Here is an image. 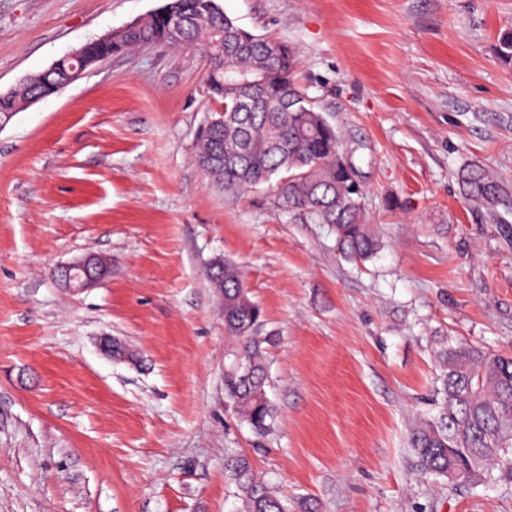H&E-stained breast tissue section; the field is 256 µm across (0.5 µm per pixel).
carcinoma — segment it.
<instances>
[{
  "label": "carcinoma",
  "mask_w": 512,
  "mask_h": 512,
  "mask_svg": "<svg viewBox=\"0 0 512 512\" xmlns=\"http://www.w3.org/2000/svg\"><path fill=\"white\" fill-rule=\"evenodd\" d=\"M179 11L180 29L173 31L162 10L138 20L104 43H92L88 54L99 62L137 46L199 49L205 82L212 98L222 104L213 124L198 135L196 161L209 182L224 192L267 186L283 206L326 224L342 256L365 261L381 248L380 238L366 217L363 193L356 180L354 155L346 151L336 126L316 111L293 79L292 47L275 58L265 53L270 38L255 35L226 15L217 0H169ZM258 73L264 86L250 112L233 110L239 91L225 82V70ZM44 78L37 73L10 92H0V116L20 102L48 93L65 80L63 71ZM300 98L286 112L281 100ZM467 200L497 212L499 187L488 175L471 169L462 176ZM207 279L224 308V330L233 338L224 368V398L228 407L258 436L275 417L267 397L265 345L259 335L262 310L250 295L236 264L216 260ZM440 373L433 402L438 412L411 428L408 442L419 470L458 484L483 481L493 470L512 473V357L468 343H446L439 351ZM242 501V512H288L284 497L252 468L249 459L228 460Z\"/></svg>",
  "instance_id": "1"
}]
</instances>
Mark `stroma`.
Masks as SVG:
<instances>
[{"mask_svg": "<svg viewBox=\"0 0 512 512\" xmlns=\"http://www.w3.org/2000/svg\"><path fill=\"white\" fill-rule=\"evenodd\" d=\"M218 2L293 48L383 245L345 260L269 189L209 183L198 51L109 58L17 113L0 129V512H238L237 455L290 512H512V477L455 486L408 446L440 339L512 356V0ZM164 3L0 0V91ZM473 165L505 190L499 217L465 199ZM88 255L109 273L63 287L55 269ZM218 258L274 335L261 439L224 401Z\"/></svg>", "mask_w": 512, "mask_h": 512, "instance_id": "obj_1", "label": "stroma"}]
</instances>
